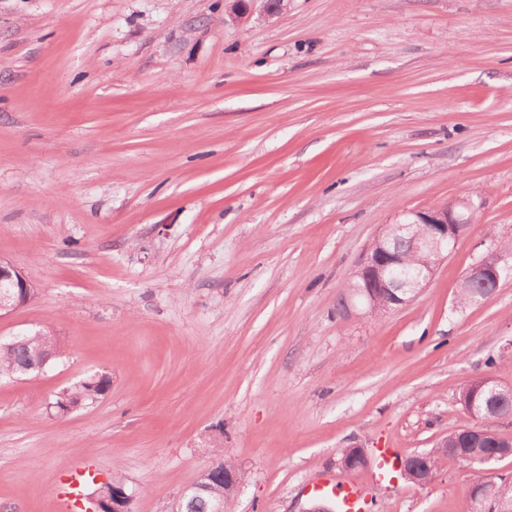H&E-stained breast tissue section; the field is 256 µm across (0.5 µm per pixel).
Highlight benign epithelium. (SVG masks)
<instances>
[{
    "label": "benign epithelium",
    "instance_id": "1",
    "mask_svg": "<svg viewBox=\"0 0 512 512\" xmlns=\"http://www.w3.org/2000/svg\"><path fill=\"white\" fill-rule=\"evenodd\" d=\"M256 0H231L227 17L236 24L244 23L250 17ZM470 204L455 201L426 210H409L401 214V219L387 225V233L381 234L366 252L353 278L359 280L351 297L362 306V314L376 317L394 310L416 297L433 278L436 265L448 257V253L459 242L462 225L472 223ZM403 239L409 243L411 251L434 256L432 263L419 269L417 279L406 280L393 275L397 268L405 267L402 253L392 247V243ZM506 271L501 257L490 254L474 263L463 275L461 284L479 289L473 304L478 305L492 298L501 283V273ZM32 285L13 264L0 259V316L23 305L30 299ZM483 392L498 400V403L512 400V385L502 384L492 377L484 378ZM421 452L411 454L399 463L404 477L416 485L429 483L430 471L424 463ZM369 462L365 449L360 445L351 446L340 452L338 465L345 471H356L367 467ZM216 473L224 479V498L215 502L213 512H226V501L235 497L242 483V473L235 466H214L205 471L202 477L178 497L172 512H184L183 504L207 491L210 474ZM467 498L470 512H494L499 509L507 512L498 500L497 484L493 476L479 485L468 489ZM133 495L122 486H112V499L97 507V512H131Z\"/></svg>",
    "mask_w": 512,
    "mask_h": 512
}]
</instances>
